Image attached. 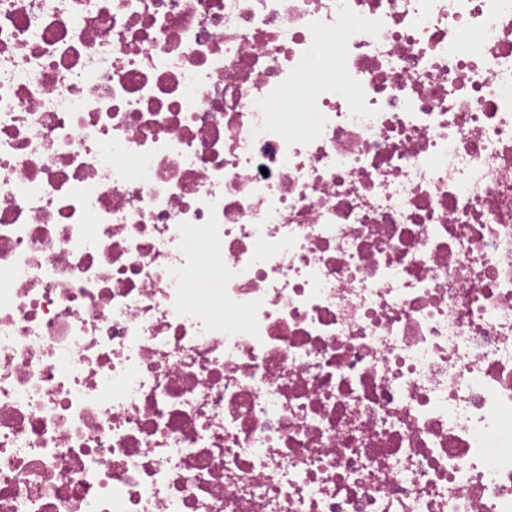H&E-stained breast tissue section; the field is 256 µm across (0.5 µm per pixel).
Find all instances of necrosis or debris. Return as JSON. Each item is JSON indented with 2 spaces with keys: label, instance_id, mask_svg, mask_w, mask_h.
Listing matches in <instances>:
<instances>
[{
  "label": "necrosis or debris",
  "instance_id": "obj_1",
  "mask_svg": "<svg viewBox=\"0 0 512 512\" xmlns=\"http://www.w3.org/2000/svg\"><path fill=\"white\" fill-rule=\"evenodd\" d=\"M0 512H512V0H0Z\"/></svg>",
  "mask_w": 512,
  "mask_h": 512
}]
</instances>
